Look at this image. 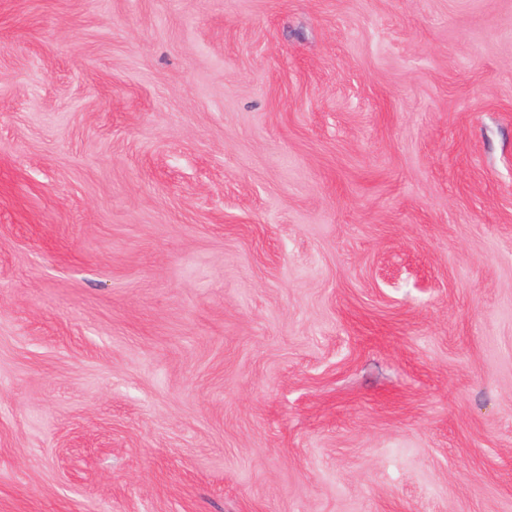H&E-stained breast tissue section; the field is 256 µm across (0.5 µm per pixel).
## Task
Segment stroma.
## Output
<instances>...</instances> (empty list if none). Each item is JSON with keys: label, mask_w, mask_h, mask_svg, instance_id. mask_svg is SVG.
Wrapping results in <instances>:
<instances>
[{"label": "stroma", "mask_w": 512, "mask_h": 512, "mask_svg": "<svg viewBox=\"0 0 512 512\" xmlns=\"http://www.w3.org/2000/svg\"><path fill=\"white\" fill-rule=\"evenodd\" d=\"M0 512H512V0H0Z\"/></svg>", "instance_id": "1"}]
</instances>
